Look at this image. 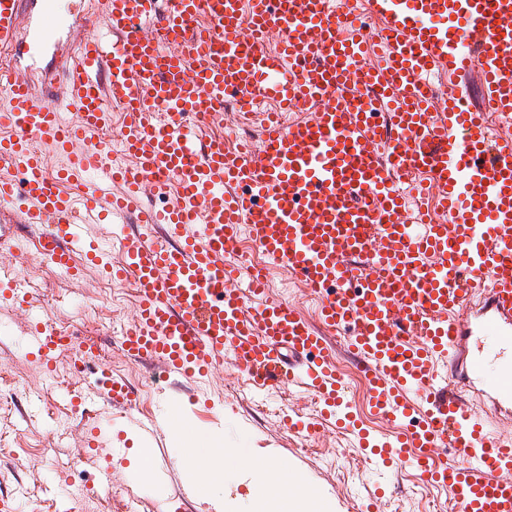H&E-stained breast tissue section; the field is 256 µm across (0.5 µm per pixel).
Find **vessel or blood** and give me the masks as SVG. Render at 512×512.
Masks as SVG:
<instances>
[{
    "label": "vessel or blood",
    "mask_w": 512,
    "mask_h": 512,
    "mask_svg": "<svg viewBox=\"0 0 512 512\" xmlns=\"http://www.w3.org/2000/svg\"><path fill=\"white\" fill-rule=\"evenodd\" d=\"M364 15L382 28L347 35ZM438 69L476 77V98L434 112ZM0 96V208L23 199L15 220L40 226L53 268L133 282L127 359L198 379L232 355L257 388L313 394L319 414L296 432L350 431L384 466L447 486L450 512H512V439L474 402L512 415V136L488 123L512 125V0H102L98 16L0 0ZM228 104L258 113L259 144L206 135ZM67 182L91 184L83 211ZM244 235L317 298V322L235 264ZM329 333L393 435L336 415L347 392ZM65 344L42 321L28 346L49 368ZM91 385L136 402L109 369Z\"/></svg>",
    "instance_id": "vessel-or-blood-1"
}]
</instances>
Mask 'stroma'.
Segmentation results:
<instances>
[{
    "label": "stroma",
    "mask_w": 512,
    "mask_h": 512,
    "mask_svg": "<svg viewBox=\"0 0 512 512\" xmlns=\"http://www.w3.org/2000/svg\"><path fill=\"white\" fill-rule=\"evenodd\" d=\"M36 228L22 231L24 248L0 263V496L22 495L25 512H205L189 494L194 474L181 456L165 422L172 406L187 405L200 435L245 445L257 458L284 463L268 490L276 492L287 477L302 481L312 498L329 499L333 512H362L376 489L385 494L377 512H448L443 489L418 482L409 467L389 471L363 455L352 434L333 427L303 437L290 430L292 419L317 416L311 395L289 390L254 389L232 361L217 366L201 383L165 382L155 387L152 363H131L119 340L135 312L132 283L116 284L96 270L81 276L52 268L35 246ZM26 294L30 304L19 308L9 288ZM50 320L58 332L92 341L98 359L124 376L139 392L135 408L125 410L92 399L89 382L70 379L73 354L59 352L54 376H46L26 344L36 317ZM336 364L348 384V409L375 435L387 426L370 408L368 388L339 336ZM84 397L75 410L71 397ZM112 423L103 447L140 446L152 458L142 475L118 467L99 468L81 447L92 418Z\"/></svg>",
    "instance_id": "stroma-1"
}]
</instances>
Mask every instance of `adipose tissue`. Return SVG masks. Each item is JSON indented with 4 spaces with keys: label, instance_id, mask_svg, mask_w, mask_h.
Listing matches in <instances>:
<instances>
[{
    "label": "adipose tissue",
    "instance_id": "obj_1",
    "mask_svg": "<svg viewBox=\"0 0 512 512\" xmlns=\"http://www.w3.org/2000/svg\"><path fill=\"white\" fill-rule=\"evenodd\" d=\"M181 445L189 449L197 461L203 462L209 474L204 496L212 512H331L327 502L312 504L302 483L281 489L275 495H266L274 471L271 462L254 461L247 449H225L216 454L213 444L205 437H183ZM253 473L255 490L252 495L229 496L225 488L235 482L240 469Z\"/></svg>",
    "mask_w": 512,
    "mask_h": 512
}]
</instances>
